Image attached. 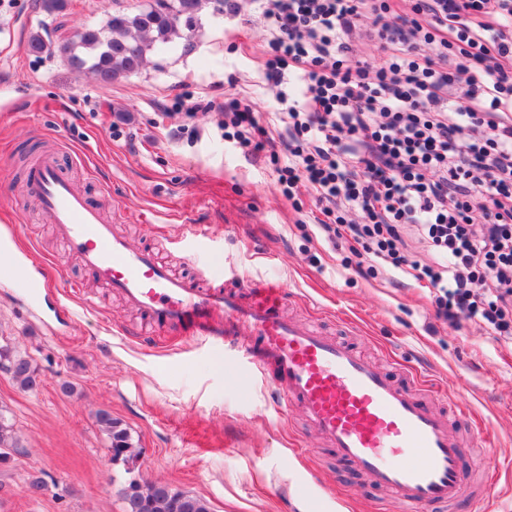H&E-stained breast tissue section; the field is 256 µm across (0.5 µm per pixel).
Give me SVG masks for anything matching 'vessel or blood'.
Returning a JSON list of instances; mask_svg holds the SVG:
<instances>
[{"label": "vessel or blood", "mask_w": 512, "mask_h": 512, "mask_svg": "<svg viewBox=\"0 0 512 512\" xmlns=\"http://www.w3.org/2000/svg\"><path fill=\"white\" fill-rule=\"evenodd\" d=\"M36 206L91 277L121 295L148 325L176 327L203 341L223 337L254 371L275 372L279 400L300 407L308 426L337 457L391 493L403 512L458 503L467 480L463 443L438 394L415 373L393 383L385 368L313 325L289 318L280 287L248 281L237 269L214 283L207 270L177 276L149 249L135 248L103 218L48 154L29 172ZM261 338L237 347L239 329Z\"/></svg>", "instance_id": "obj_1"}]
</instances>
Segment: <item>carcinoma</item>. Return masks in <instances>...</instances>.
<instances>
[{"mask_svg": "<svg viewBox=\"0 0 512 512\" xmlns=\"http://www.w3.org/2000/svg\"><path fill=\"white\" fill-rule=\"evenodd\" d=\"M224 0H152L146 8L110 13L107 22L78 28L63 39L59 51L68 64L91 73L107 88L112 82L138 71L148 53L184 37L208 8ZM0 372L23 390L36 389L40 381L32 360L7 346L0 345ZM96 422L109 438L112 463L123 465L129 475L123 490L124 512H210L207 501L167 482L142 479L129 429L106 410L96 414ZM19 451L13 423L0 408V466Z\"/></svg>", "mask_w": 512, "mask_h": 512, "instance_id": "1", "label": "carcinoma"}]
</instances>
